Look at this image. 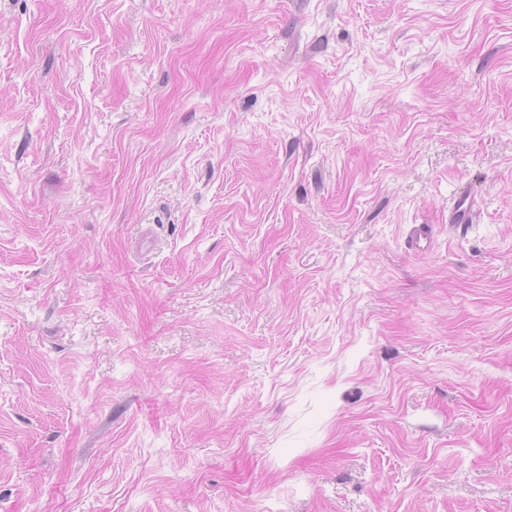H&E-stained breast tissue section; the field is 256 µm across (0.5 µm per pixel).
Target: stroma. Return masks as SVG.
I'll use <instances>...</instances> for the list:
<instances>
[{"label": "stroma", "instance_id": "35a3bbf8", "mask_svg": "<svg viewBox=\"0 0 512 512\" xmlns=\"http://www.w3.org/2000/svg\"><path fill=\"white\" fill-rule=\"evenodd\" d=\"M0 512H512V0H0Z\"/></svg>", "mask_w": 512, "mask_h": 512}]
</instances>
